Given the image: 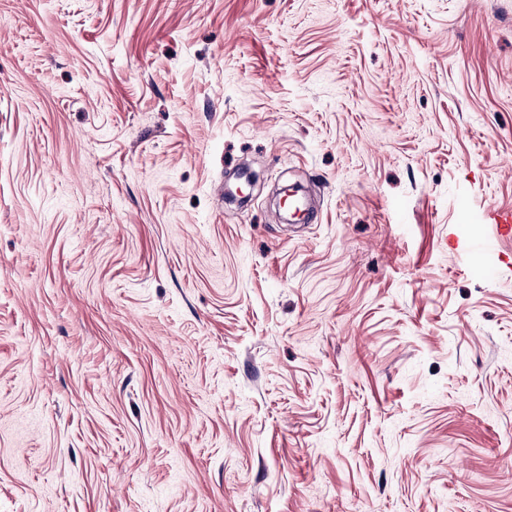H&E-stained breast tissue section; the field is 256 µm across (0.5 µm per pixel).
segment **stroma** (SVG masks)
Here are the masks:
<instances>
[{
    "instance_id": "obj_1",
    "label": "stroma",
    "mask_w": 512,
    "mask_h": 512,
    "mask_svg": "<svg viewBox=\"0 0 512 512\" xmlns=\"http://www.w3.org/2000/svg\"><path fill=\"white\" fill-rule=\"evenodd\" d=\"M512 0H0V512H512ZM483 224H492L501 236L512 235V210L488 205L485 209Z\"/></svg>"
}]
</instances>
